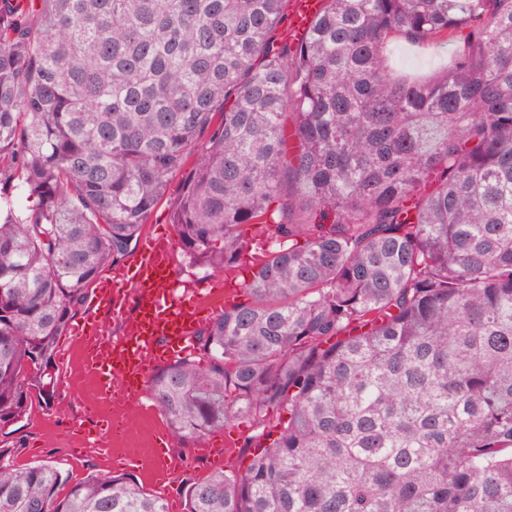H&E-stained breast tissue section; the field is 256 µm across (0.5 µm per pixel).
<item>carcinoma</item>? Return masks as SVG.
Here are the masks:
<instances>
[{
	"label": "carcinoma",
	"mask_w": 512,
	"mask_h": 512,
	"mask_svg": "<svg viewBox=\"0 0 512 512\" xmlns=\"http://www.w3.org/2000/svg\"><path fill=\"white\" fill-rule=\"evenodd\" d=\"M287 3L0 0V434L179 176L190 264L247 274L150 379L177 440L249 431L187 512H512V0H322L279 52ZM0 512L167 505L0 449ZM460 42V35L448 41V44H418L397 39L390 45V60L404 74L417 78L428 77L448 67Z\"/></svg>",
	"instance_id": "1"
}]
</instances>
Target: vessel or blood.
I'll list each match as a JSON object with an SVG mask.
<instances>
[{"mask_svg": "<svg viewBox=\"0 0 512 512\" xmlns=\"http://www.w3.org/2000/svg\"><path fill=\"white\" fill-rule=\"evenodd\" d=\"M321 7V0H292L294 39L306 36ZM196 294L179 283L170 231L100 276L93 292L99 318L90 326H76L73 333L84 343V364L100 378L103 398L152 407L151 376L170 358L192 352L196 331L214 312ZM107 318L126 319L123 335L104 336Z\"/></svg>", "mask_w": 512, "mask_h": 512, "instance_id": "1", "label": "vessel or blood"}]
</instances>
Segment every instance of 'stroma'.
<instances>
[{
    "instance_id": "stroma-1",
    "label": "stroma",
    "mask_w": 512,
    "mask_h": 512,
    "mask_svg": "<svg viewBox=\"0 0 512 512\" xmlns=\"http://www.w3.org/2000/svg\"><path fill=\"white\" fill-rule=\"evenodd\" d=\"M459 46L456 39L445 44L398 39L390 46V60L402 73L424 78L447 68ZM55 364L58 384L47 403L34 405L29 420L0 440L14 464H51L68 473L74 482L90 474L122 473L136 480L146 492L164 498L168 512H185V500L179 491L182 480H196L238 465L242 455L238 446L225 449L219 459L202 455L194 444L169 438L160 412L142 413L127 404L101 401L96 381L80 366L78 343L73 336L60 338ZM114 410L128 420L126 441L113 445L108 455L96 448L79 449L77 429L96 425L99 418ZM160 435L168 437V451L181 463L180 469L165 481L157 478L159 464L154 456L155 440Z\"/></svg>"
}]
</instances>
